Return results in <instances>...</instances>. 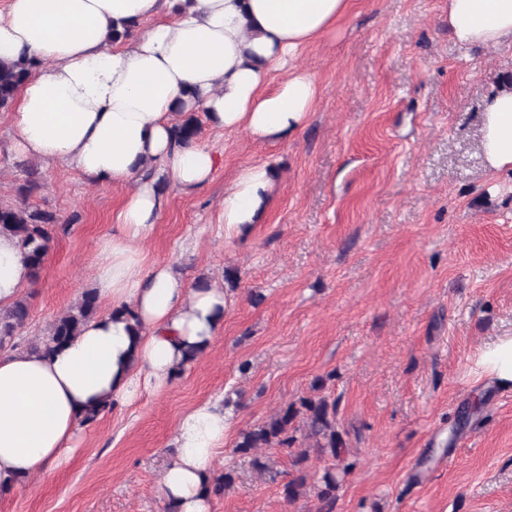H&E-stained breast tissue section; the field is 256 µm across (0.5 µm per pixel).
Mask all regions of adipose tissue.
Wrapping results in <instances>:
<instances>
[{
    "label": "adipose tissue",
    "mask_w": 512,
    "mask_h": 512,
    "mask_svg": "<svg viewBox=\"0 0 512 512\" xmlns=\"http://www.w3.org/2000/svg\"><path fill=\"white\" fill-rule=\"evenodd\" d=\"M348 0H7L0 61L24 59L30 75L10 114L17 151L126 188L96 268L108 312L49 353L0 351V487L46 475L80 442L86 413L129 404L173 383L191 351L208 349L233 295L195 288L168 264H147L138 245L164 206L161 183H207L218 157L175 141L181 112L203 113L228 133L286 139L317 98L300 50L334 28ZM132 29L113 40L112 29ZM448 30L463 46H511L512 0H448ZM481 149L488 168L512 172V89L484 101ZM269 163L242 168L221 203L224 235L247 236L273 185ZM30 280L13 237L0 235V308ZM475 373L512 390V334L487 343ZM230 406L197 404L179 423L160 481L171 512H210L205 486L224 449Z\"/></svg>",
    "instance_id": "ef3b65f1"
}]
</instances>
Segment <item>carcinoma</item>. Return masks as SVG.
<instances>
[{
	"label": "carcinoma",
	"instance_id": "obj_1",
	"mask_svg": "<svg viewBox=\"0 0 512 512\" xmlns=\"http://www.w3.org/2000/svg\"><path fill=\"white\" fill-rule=\"evenodd\" d=\"M25 63L0 61V111L9 110L14 103L20 84L27 77ZM201 131L199 119L192 113L182 116L177 126L178 142L192 143ZM28 179L18 188L19 201H0V235H9L17 240L24 251L30 269V277H39L49 244L53 239L60 218L53 212L31 209L26 205L27 197L40 188L37 172L27 171ZM97 295L83 292L79 301L48 328L47 334L35 340L20 336L29 315L26 300L19 299L11 307L0 309V349H24L32 353L48 352L77 336L85 323L97 314ZM302 424L295 425L296 419ZM301 436H296V433ZM309 440L312 447L326 458L330 465L320 477L318 497L327 503L349 473L351 464L345 462L346 448L341 433L336 429V404L323 397H306L298 403L282 408L259 425L243 430L239 434L235 452L251 459V465L259 472L269 469L267 461L258 454L260 448L292 447L297 441ZM309 451L304 449L293 456V473L285 485L288 501L295 500L308 479Z\"/></svg>",
	"mask_w": 512,
	"mask_h": 512
}]
</instances>
